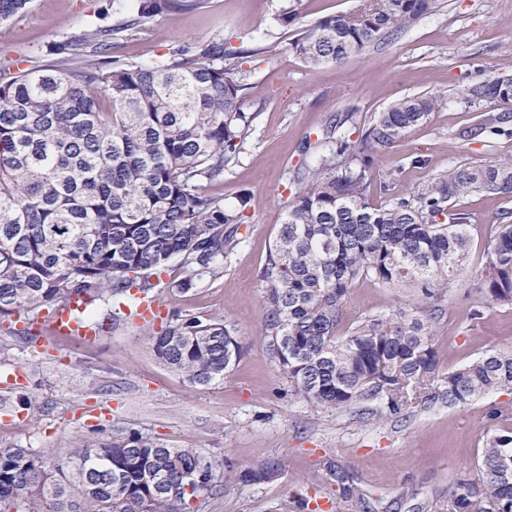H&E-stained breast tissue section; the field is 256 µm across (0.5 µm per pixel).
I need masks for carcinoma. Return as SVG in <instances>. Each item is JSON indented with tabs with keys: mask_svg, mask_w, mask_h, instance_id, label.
Masks as SVG:
<instances>
[{
	"mask_svg": "<svg viewBox=\"0 0 512 512\" xmlns=\"http://www.w3.org/2000/svg\"><path fill=\"white\" fill-rule=\"evenodd\" d=\"M33 0H0V24ZM437 0H369L354 13L327 16L292 38L305 63L342 62L393 36L436 7ZM203 0H136L135 13L52 45L48 59L18 73L0 69V320L84 300L139 303L169 263L186 276L174 288L215 273L237 245L249 200L237 206L206 187L224 180L253 117L242 112L240 56L224 43L178 42L156 63L112 57L140 20L197 9ZM469 106L512 107V83L467 85ZM443 100L408 97L374 115L358 141L336 142L327 164L298 176L295 202L260 271L269 347L291 394L315 405L346 408L382 402L393 415L417 402L465 405L512 391V350H487L444 375L432 339L448 289L464 273L469 217L449 212L474 192L512 194V159L452 167L418 193L385 208L368 201L378 151L427 119ZM509 115L476 128L512 135ZM408 284L429 309L370 317L345 334L348 290L359 278ZM477 295L464 293L478 320L489 301L512 305V224L488 243ZM152 351L189 386L224 380L243 355L240 336L213 315L172 311ZM512 431L491 436L479 468L481 487L459 481L445 512H512ZM277 458L232 472L241 483L275 477ZM213 465L191 448L145 436L88 439L48 460L27 448H0V512H190L216 490Z\"/></svg>",
	"mask_w": 512,
	"mask_h": 512,
	"instance_id": "obj_1",
	"label": "carcinoma"
}]
</instances>
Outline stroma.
I'll return each instance as SVG.
<instances>
[{
	"label": "stroma",
	"mask_w": 512,
	"mask_h": 512,
	"mask_svg": "<svg viewBox=\"0 0 512 512\" xmlns=\"http://www.w3.org/2000/svg\"><path fill=\"white\" fill-rule=\"evenodd\" d=\"M364 0H205L202 8L145 19L113 56L156 62L176 42L220 41L242 52L241 108L253 118L238 159L223 182L210 185L227 206L240 190L250 201L215 276L189 292L172 291L185 277L172 263L154 294L164 312L224 316L244 352L223 382L189 387L155 358L144 325L118 321L91 343L29 337L28 318L0 321V378L21 373L22 385L0 389V448L13 445L52 458L81 439L134 431L173 448H191L217 471L267 458L280 476L229 483L199 499V512H412L442 502L462 479L481 483L478 458L486 438L512 430V393L500 391L467 405H417L401 415L378 402L336 410L290 395L271 355L262 322L259 272L296 193L299 173L331 158L340 137L360 139L375 113L407 97H437L427 121L379 151L370 176L372 207L415 200L448 168L483 166L512 157V137H469L478 114L465 87L478 78L512 80V0H438L408 29L341 63L310 66L294 54L291 37ZM127 0H33L0 24V65L27 68L55 43L74 39L101 15L122 18ZM294 12L289 26L280 18ZM470 229L464 279L449 292L433 325L442 370L489 349H512V306L489 303L470 316L463 293L476 286L486 248L512 196L474 193L456 200ZM413 291L355 280L345 327L372 315L411 310ZM498 417H491L492 409Z\"/></svg>",
	"instance_id": "obj_1"
}]
</instances>
